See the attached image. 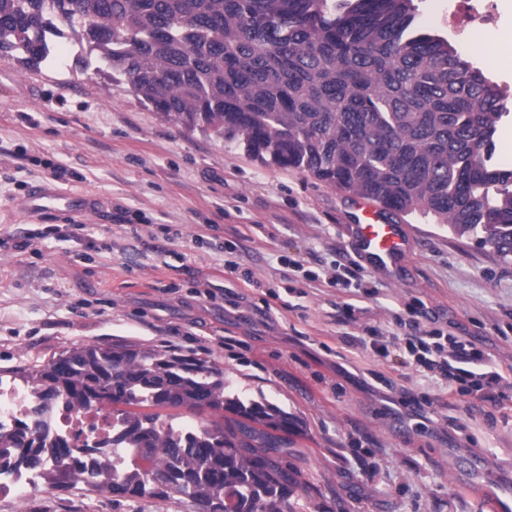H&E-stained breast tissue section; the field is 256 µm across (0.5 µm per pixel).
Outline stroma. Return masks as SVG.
<instances>
[{
  "label": "stroma",
  "instance_id": "obj_1",
  "mask_svg": "<svg viewBox=\"0 0 512 512\" xmlns=\"http://www.w3.org/2000/svg\"><path fill=\"white\" fill-rule=\"evenodd\" d=\"M487 2L493 30L469 28L454 41L508 93L512 110V64L477 47L512 30V0ZM60 45L64 60L54 66L0 57V145L22 156L0 173V234L66 223L19 208L54 164L70 173L61 189L94 194L99 210L81 241L47 239L25 253L0 247V376L94 342L214 363L227 394L300 418L288 462L307 484L304 512H493L512 494V410L466 396L417 425L408 409L390 408V390L368 385L369 374L417 396L436 393V383L378 366L355 342L366 327L396 331L393 312L418 303L449 332L512 361V261L422 215L398 216L411 239L403 267L367 269L379 293L363 300L356 321L342 322L348 294L303 273L356 262L345 233L359 216L353 194L167 120L84 70L70 38ZM120 206L140 213L139 234L119 224ZM229 240L242 241L236 260L254 285L226 273L218 246ZM284 256L301 270L282 265ZM0 512L196 508L184 496L132 501L45 487L0 495Z\"/></svg>",
  "mask_w": 512,
  "mask_h": 512
}]
</instances>
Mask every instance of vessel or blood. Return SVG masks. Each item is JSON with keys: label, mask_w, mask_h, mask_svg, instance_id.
<instances>
[{"label": "vessel or blood", "mask_w": 512, "mask_h": 512, "mask_svg": "<svg viewBox=\"0 0 512 512\" xmlns=\"http://www.w3.org/2000/svg\"><path fill=\"white\" fill-rule=\"evenodd\" d=\"M21 208L33 216L55 213L84 217L96 213L98 202L90 194L43 184L26 194ZM361 210L362 223L347 227V235L355 246L359 261L386 272L399 267L409 249L404 225L389 223L381 208L372 202H362Z\"/></svg>", "instance_id": "b4317fda"}]
</instances>
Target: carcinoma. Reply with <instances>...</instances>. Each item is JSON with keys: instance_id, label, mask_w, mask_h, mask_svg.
<instances>
[{"instance_id": "1", "label": "carcinoma", "mask_w": 512, "mask_h": 512, "mask_svg": "<svg viewBox=\"0 0 512 512\" xmlns=\"http://www.w3.org/2000/svg\"><path fill=\"white\" fill-rule=\"evenodd\" d=\"M47 29L72 32L85 67L170 121L512 260V168L492 162L502 92L447 37L420 30L414 0H0V56L41 65ZM16 376L39 412L64 398L123 423V473L54 469V490L298 512L286 463L297 418L226 395L206 360L78 344ZM205 412L216 419L197 423ZM36 438L29 425L0 436V457L41 463Z\"/></svg>"}]
</instances>
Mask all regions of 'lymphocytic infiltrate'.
I'll return each instance as SVG.
<instances>
[{
    "label": "lymphocytic infiltrate",
    "instance_id": "1",
    "mask_svg": "<svg viewBox=\"0 0 512 512\" xmlns=\"http://www.w3.org/2000/svg\"><path fill=\"white\" fill-rule=\"evenodd\" d=\"M406 314L408 336L372 327L366 337L360 338L359 344L379 363L398 361L422 375L440 380L438 393L421 401L412 398L407 390H400L398 402L410 408L413 416L425 417L432 405L445 406L464 396L491 402L499 408L512 397L505 386L512 376V362L492 360L467 337L427 326L423 308L408 306Z\"/></svg>",
    "mask_w": 512,
    "mask_h": 512
}]
</instances>
